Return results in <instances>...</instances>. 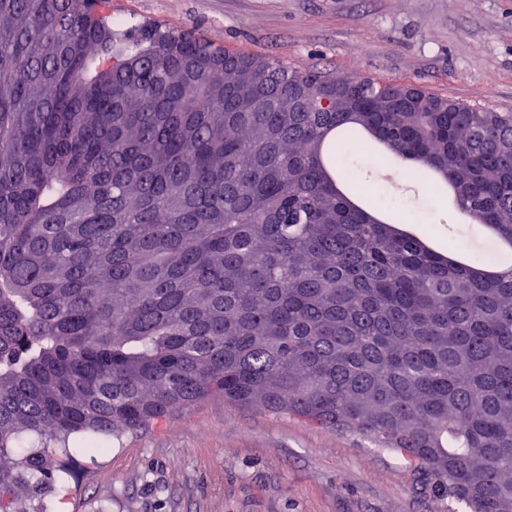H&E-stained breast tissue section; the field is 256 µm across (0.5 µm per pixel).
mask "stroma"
Masks as SVG:
<instances>
[{"mask_svg": "<svg viewBox=\"0 0 512 512\" xmlns=\"http://www.w3.org/2000/svg\"><path fill=\"white\" fill-rule=\"evenodd\" d=\"M118 28L152 22L244 55L335 78L410 85L512 113V0H109ZM356 183L396 208L436 250L496 253L489 228L464 222L403 160L347 155ZM67 487L28 512H448L414 461L288 416L215 396L75 456Z\"/></svg>", "mask_w": 512, "mask_h": 512, "instance_id": "1", "label": "stroma"}]
</instances>
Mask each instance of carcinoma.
<instances>
[{
  "instance_id": "cac0c4a2",
  "label": "carcinoma",
  "mask_w": 512,
  "mask_h": 512,
  "mask_svg": "<svg viewBox=\"0 0 512 512\" xmlns=\"http://www.w3.org/2000/svg\"><path fill=\"white\" fill-rule=\"evenodd\" d=\"M104 0H0V512L211 395L512 512V275L337 187L366 133L512 239V114L290 71ZM111 62L109 69L102 68Z\"/></svg>"
}]
</instances>
